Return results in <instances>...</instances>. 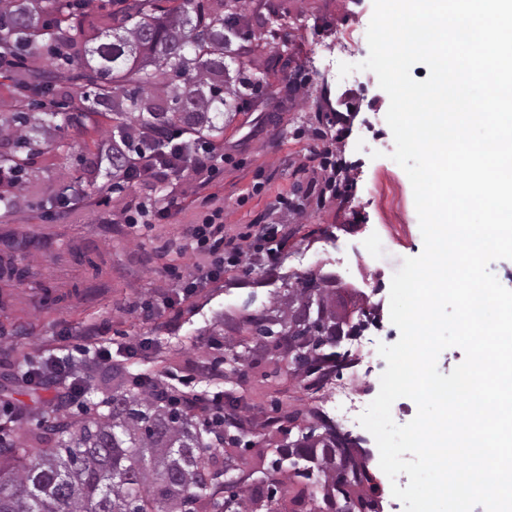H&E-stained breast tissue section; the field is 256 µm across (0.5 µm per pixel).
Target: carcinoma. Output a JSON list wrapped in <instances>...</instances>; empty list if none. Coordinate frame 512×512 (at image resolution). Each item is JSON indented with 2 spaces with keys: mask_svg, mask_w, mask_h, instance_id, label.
<instances>
[{
  "mask_svg": "<svg viewBox=\"0 0 512 512\" xmlns=\"http://www.w3.org/2000/svg\"><path fill=\"white\" fill-rule=\"evenodd\" d=\"M116 11H104L90 23L94 44L78 45L71 31L83 27L81 0H0L3 38L15 44L13 58L38 53L45 35L65 46L58 54L55 81L84 88L78 103L42 106L33 119L27 108L53 90L39 70L20 74L14 83L19 108L0 115V136L13 139L14 151L0 154V187L19 188L29 152L46 141L60 124L80 129L94 115L112 114V147L97 156L93 173L115 181L140 176L138 156L147 152L165 167L181 154L171 153L172 136L188 134L184 146L215 143L224 136V113L236 112L255 88L247 77L226 79L238 61L233 48L235 12H223L224 0L211 11L196 0H110ZM30 241L0 242V277L12 280L20 271ZM332 289L308 291L289 286L285 302L243 318L251 338L224 355L235 374L256 352L274 363L273 374L324 379L339 371L336 351L323 347L309 328L292 326L294 309L318 305L333 314ZM133 388L116 389L102 400L103 413L78 421H60L47 429L55 444L33 454L24 447L25 433L13 445H0V512H281L277 489L266 498L230 493L217 498L214 481L219 462L234 460L204 435L224 426L244 429L239 399L227 396L224 415L208 422L201 399H182L164 392L148 375L132 380ZM275 473L309 480L313 473L321 497L310 512H324L338 494L336 428L327 422L310 426L292 444L271 449ZM321 503H316V500Z\"/></svg>",
  "mask_w": 512,
  "mask_h": 512,
  "instance_id": "cac0c4a2",
  "label": "carcinoma"
}]
</instances>
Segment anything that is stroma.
I'll return each instance as SVG.
<instances>
[{"label": "stroma", "instance_id": "35a3bbf8", "mask_svg": "<svg viewBox=\"0 0 512 512\" xmlns=\"http://www.w3.org/2000/svg\"><path fill=\"white\" fill-rule=\"evenodd\" d=\"M238 12L253 36L244 44L241 69L262 85L242 110L224 117V140L210 167L188 164L175 174L158 171L113 187L95 189L58 203L56 194L84 172L83 164L111 142V122L87 120L66 129L64 149L42 144L32 158L35 177L19 190L18 208L0 213V236L33 240V275L24 284L0 280V415L20 416L29 448L47 447L44 429L50 402L66 383L43 389L22 378L16 361L40 365L75 360L85 394L64 416L96 412L112 393V367L126 377L140 373L176 393L212 398L241 397L253 428L240 432L234 450L237 486L245 494L270 470L268 444L282 441L268 418L291 415L292 430L317 424L314 377H273L259 359L232 378L215 377L224 345L240 341L243 316L271 307L302 270L325 273L346 266L342 282L378 309L380 327L365 329L360 342L393 344L400 333L389 317L390 282L374 274L363 246L370 236L394 239L409 256L423 249L410 180L387 157L394 140L385 115L389 98L374 73L344 84L336 78L341 44L367 54L366 31L373 0H240ZM331 153L335 169L320 165ZM337 195H319L325 178ZM288 208H280V200ZM224 210V233L233 238L248 224H282L271 262H254L243 275L225 267L223 277L193 294L177 276L209 266L208 253H178L192 225L215 208ZM146 209L149 230L132 235L127 216ZM98 335L111 359L82 362L80 347ZM358 440L373 485L364 494L375 512H405L379 467V451L364 428L341 427Z\"/></svg>", "mask_w": 512, "mask_h": 512}]
</instances>
